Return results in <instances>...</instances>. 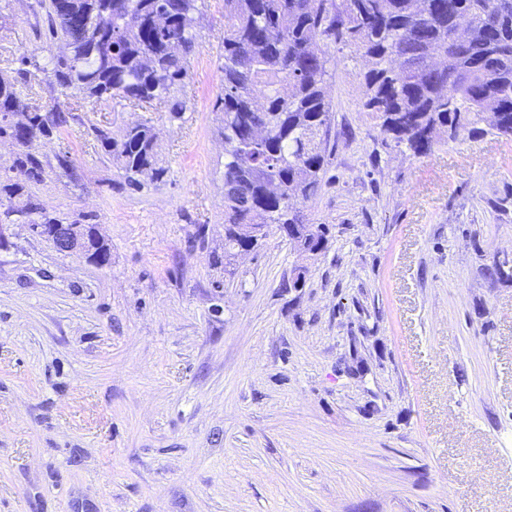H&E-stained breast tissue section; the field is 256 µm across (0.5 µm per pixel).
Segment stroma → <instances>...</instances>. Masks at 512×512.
I'll use <instances>...</instances> for the list:
<instances>
[{
  "label": "stroma",
  "mask_w": 512,
  "mask_h": 512,
  "mask_svg": "<svg viewBox=\"0 0 512 512\" xmlns=\"http://www.w3.org/2000/svg\"><path fill=\"white\" fill-rule=\"evenodd\" d=\"M37 11L0 0V75L56 53ZM194 33L181 120L88 104L35 143L40 203L92 215L111 262L5 229L0 512H512V141L481 122L413 154L330 46L302 206L326 245L274 232L225 264L224 0ZM137 122L166 173L135 189L93 130Z\"/></svg>",
  "instance_id": "1"
}]
</instances>
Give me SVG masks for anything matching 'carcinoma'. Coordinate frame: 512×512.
<instances>
[{
	"instance_id": "cac0c4a2",
	"label": "carcinoma",
	"mask_w": 512,
	"mask_h": 512,
	"mask_svg": "<svg viewBox=\"0 0 512 512\" xmlns=\"http://www.w3.org/2000/svg\"><path fill=\"white\" fill-rule=\"evenodd\" d=\"M200 0H38L46 41L65 52L41 65L21 54L0 75V113H30V132L50 136L86 103L159 104L170 121L188 108L185 87ZM470 41L456 45L454 18ZM351 44L369 63L362 107L417 154L484 111L512 116V0H224V258L253 244L238 224H292L312 248L328 228L306 223L301 205L321 186L331 130L325 47ZM49 100L24 95L34 72ZM130 187L163 177L156 137L143 123L121 140L94 129ZM46 163L27 146L0 180V223L44 217L33 191Z\"/></svg>"
}]
</instances>
